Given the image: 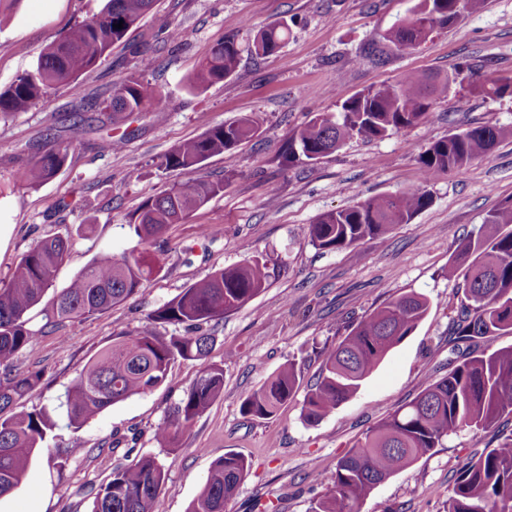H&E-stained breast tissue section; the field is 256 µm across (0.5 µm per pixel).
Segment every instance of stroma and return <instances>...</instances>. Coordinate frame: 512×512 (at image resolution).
<instances>
[{"label": "stroma", "mask_w": 512, "mask_h": 512, "mask_svg": "<svg viewBox=\"0 0 512 512\" xmlns=\"http://www.w3.org/2000/svg\"><path fill=\"white\" fill-rule=\"evenodd\" d=\"M415 2L156 0L139 27L93 70L50 90L29 111L0 118V288L38 241L59 236L70 248L51 291L30 313L39 333L36 346L12 363L15 372L42 376L20 410L46 409L55 426L15 493L0 500V512H91L113 471L144 457L156 458L166 471L161 512H187L212 463L228 451L242 455L250 469L225 512H308L363 432L447 374L451 322L462 297L448 264L488 212L512 201V96L491 99L478 91L486 78L512 76V0H482L414 48L382 44L381 34ZM104 4L18 0L0 8V89ZM281 20L291 27L282 49L272 56L251 54V26ZM173 25L186 38L162 41V29ZM226 36L236 37L242 49L235 73L201 92L189 91L185 83L198 61ZM136 43L154 48L155 71L142 72L131 52ZM457 69L462 75L453 90L435 97L412 127L351 139L314 163L289 161L291 135L313 110L334 111L337 102L412 72L443 76ZM128 79L159 90L162 108L132 115L126 122L132 134L120 149L111 148L104 131L73 138L70 116L109 100L113 86ZM246 114L258 117L257 134L200 165L196 173L225 180L224 190L153 242L160 269L146 288L104 312L45 328L55 292L97 254L137 249L128 224L141 202L189 178L186 170L160 169L164 155ZM484 124L506 131L491 156L430 182L431 202L410 223L338 251L312 245L307 228L320 215L418 186L422 151L449 132ZM50 128L68 147L66 165L37 186L14 182L13 173L34 156L36 141ZM249 257L266 261L274 273L259 296L206 324L213 338L206 360L177 359L161 386L112 405L80 430L67 427L59 404L92 357L190 284ZM412 291L430 302L416 330L356 394L319 421H306L302 402L320 375L321 350L387 299ZM291 361L302 373L288 404L269 419L244 415L245 396ZM208 364L223 367V394L175 444L159 443L157 426ZM501 429L512 430V416L496 430L449 436L378 485L361 512H446L449 485L470 458L495 445ZM315 472L322 483L312 480Z\"/></svg>", "instance_id": "stroma-1"}]
</instances>
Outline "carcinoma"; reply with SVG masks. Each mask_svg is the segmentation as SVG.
<instances>
[{
	"label": "carcinoma",
	"mask_w": 512,
	"mask_h": 512,
	"mask_svg": "<svg viewBox=\"0 0 512 512\" xmlns=\"http://www.w3.org/2000/svg\"><path fill=\"white\" fill-rule=\"evenodd\" d=\"M156 0H107L102 10L51 42L35 67L0 91V118L24 112L56 86L73 83L82 73L108 56L112 46L153 8ZM481 0H417L410 13L390 28L383 39L400 49L426 41L439 29L453 25ZM123 23V28L115 27ZM286 22L259 27L250 51L257 56L276 53L288 40ZM240 49L232 38L217 41L199 62L189 80L201 91L232 76ZM450 76L411 73L395 84L363 90L337 105L334 112L313 111L311 120L291 137L300 155L316 161L341 148L346 140L382 138L409 128L425 117L432 98L450 91ZM486 97L512 94V79H490L480 87ZM162 102L161 92L140 80H125L113 90L108 105L117 115L148 112ZM256 118L218 125L203 135L182 142L168 152L165 170L198 168L213 155L224 154L253 138ZM505 134L495 125L450 133L418 157L423 182L486 158ZM67 149L49 132L34 159L19 169L17 179L37 185L54 177L67 161ZM224 191V181L205 176L174 183L165 193L145 198L130 229L142 244L161 238ZM430 203L421 187L382 194L355 206L330 211L309 225L312 244L324 251L357 245L407 224ZM512 201L492 210L478 233L460 244L467 263H448V278L463 277V295L453 319L455 340L474 344L493 335L512 334ZM68 253L67 241L46 238L19 260L8 286L0 289V498L10 495L26 475L34 452L41 447L54 422L41 409L14 414L12 408L33 392L39 373L15 374L11 359L34 346L37 336L27 327V313L53 285L55 273ZM156 265L140 252L115 255L103 252L58 292L45 326L53 327L85 318L124 302L144 288ZM266 263L246 259L216 270L191 284L172 300L152 310L145 325L123 335L92 358L68 388L63 407L68 425L78 430L91 417L115 403L161 385L178 358L207 356L212 337L203 325L238 310L268 284ZM429 310L418 293L395 297L367 314L342 340L321 351L322 371L307 392L302 414L316 422L352 397L386 354L411 335ZM183 328L179 336H162L157 326ZM299 369L288 363L267 378L242 401L241 411L272 418L292 399ZM224 389V370L206 367L184 393L173 415L156 429V438L170 443L190 428ZM504 415H512V347L493 353L470 352L448 373L432 380L412 401L388 413L369 428L338 461L324 495L309 512H360L373 489L397 472L463 431L494 428ZM245 458L233 451L216 460L206 483L188 512H224L246 475ZM164 466L151 457L117 469L100 490L92 512H160L165 484ZM447 512H512V431L498 435L497 444L463 467L448 487Z\"/></svg>",
	"instance_id": "obj_1"
}]
</instances>
